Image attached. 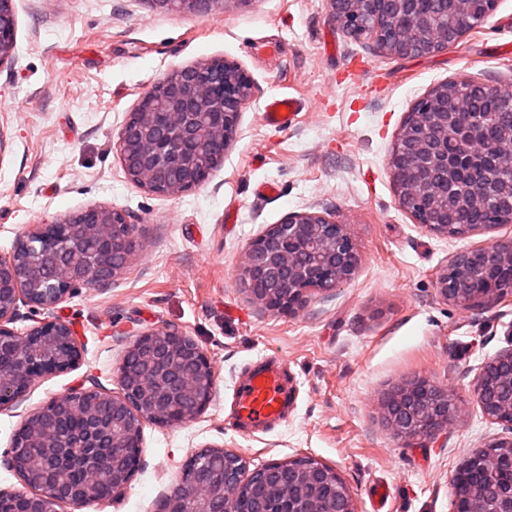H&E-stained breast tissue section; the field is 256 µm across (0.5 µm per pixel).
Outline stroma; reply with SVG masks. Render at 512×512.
I'll list each match as a JSON object with an SVG mask.
<instances>
[{"mask_svg": "<svg viewBox=\"0 0 512 512\" xmlns=\"http://www.w3.org/2000/svg\"><path fill=\"white\" fill-rule=\"evenodd\" d=\"M11 61L0 65V254L31 225L94 205L125 210L141 249L104 288H80L51 311L21 307L14 327L45 316L70 324L78 368L41 378L0 410V491L26 486L5 460L26 414L73 389L114 391L135 334L176 327L218 375L195 420L144 423L138 471L118 499L83 512H155L192 455L221 447L248 469L309 457L333 467L356 512L371 487L391 512H452L455 473L470 449L506 437L473 395L482 367L512 349V291L464 308L435 286L466 248L512 243V223L463 240L434 236L401 210L389 157L416 100L453 78L512 87V0L453 48L419 57L378 53L345 36L328 0H227L206 17L154 10L148 0H12ZM238 63L251 96L224 163L176 197L125 175L115 144L129 113L171 70ZM371 67L378 84L369 83ZM273 96L302 104L296 123L263 124ZM264 183L275 196L258 195ZM334 212L361 256L354 277L309 292L296 313L272 314L239 284L247 243L291 212ZM281 355L294 379L288 422L246 436L228 419L242 367ZM426 377L462 410L446 429L406 442L383 423L395 386Z\"/></svg>", "mask_w": 512, "mask_h": 512, "instance_id": "35a3bbf8", "label": "stroma"}]
</instances>
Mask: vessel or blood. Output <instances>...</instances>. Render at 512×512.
Wrapping results in <instances>:
<instances>
[{
	"label": "vessel or blood",
	"instance_id": "vessel-or-blood-1",
	"mask_svg": "<svg viewBox=\"0 0 512 512\" xmlns=\"http://www.w3.org/2000/svg\"><path fill=\"white\" fill-rule=\"evenodd\" d=\"M301 104L293 98L274 97L265 105L267 125L290 127ZM293 381L286 361L271 354L247 364L234 385L231 415L234 424L245 432H269L286 422L293 405Z\"/></svg>",
	"mask_w": 512,
	"mask_h": 512
}]
</instances>
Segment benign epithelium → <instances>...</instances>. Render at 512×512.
<instances>
[{"mask_svg":"<svg viewBox=\"0 0 512 512\" xmlns=\"http://www.w3.org/2000/svg\"><path fill=\"white\" fill-rule=\"evenodd\" d=\"M159 11L205 16L224 9L228 0H147ZM374 0H330V12L348 37L374 38L377 51L390 56H427L448 50L468 31L481 26L495 11L497 0H479L467 29L446 31L427 39L411 32L391 34L378 13L362 5ZM15 20L9 0H0V65L13 57ZM463 103L481 111L496 96L497 87L472 80L453 81ZM251 94V80L233 61H213L172 70L145 96H155L163 112L137 114V134L123 126L116 152L129 180L148 191L177 196L204 183L201 172L218 168L238 130L241 112ZM420 117L404 121L389 158L392 173L405 167L404 182H394L398 206L427 231L445 238L466 239L494 228L492 224L448 223V158L481 155L476 140L448 147L447 84L433 88L411 107ZM140 241L130 215L108 206H91L64 217L37 224L20 236L14 250L0 256V408L11 407L38 378L76 368L81 349L70 326L55 318L44 319L21 333L15 322L21 304L50 310L74 289L106 284L121 274ZM361 257L344 225L330 212H292L280 223L252 239L244 251L239 281L247 298L277 314H294L312 290H330L350 280ZM486 290L472 295L463 282L441 273L436 288L447 300L469 307L481 299L501 294L499 278L512 277V245L493 242L485 246L481 269ZM141 367H121L119 391L97 388L71 391L30 413L14 439L7 465L33 486L27 512H58L60 506L83 508L105 501L93 481L76 486L60 479L68 465L89 459L86 472L112 466V494L124 490L132 479L124 455L102 458L86 455L80 442L62 441L42 426L47 415H79L91 429L107 414L121 420L126 439L109 447L139 448L142 425L183 424L200 416L213 399L216 373L207 353L177 328L144 331L129 344ZM178 353L183 373L169 372L167 390L156 392L144 374L159 369ZM193 392L188 411L179 414L175 403L185 391ZM473 393L484 417L512 430V349L500 353L478 374ZM461 407L448 391L427 378H416L393 388L384 402V421L397 437L409 441L434 433L452 422ZM38 437L53 449L32 465L22 453L23 432ZM298 495H318L330 489L341 502V512H355L348 486L332 467L301 458L290 461ZM470 472L469 512H512V436L486 448L470 451L457 475ZM216 491L202 505L190 509V483L181 484L161 500L158 512H226L224 482L238 479L234 471L219 469L213 475Z\"/></svg>","mask_w":512,"mask_h":512,"instance_id":"obj_1","label":"benign epithelium"}]
</instances>
